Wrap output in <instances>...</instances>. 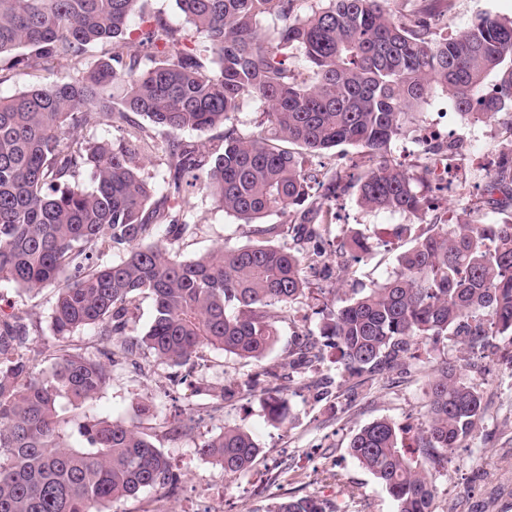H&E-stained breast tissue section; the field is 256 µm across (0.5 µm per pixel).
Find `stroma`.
Instances as JSON below:
<instances>
[{
	"label": "stroma",
	"mask_w": 512,
	"mask_h": 512,
	"mask_svg": "<svg viewBox=\"0 0 512 512\" xmlns=\"http://www.w3.org/2000/svg\"><path fill=\"white\" fill-rule=\"evenodd\" d=\"M485 14L512 18V0H455L448 31L456 33ZM75 74L73 63L62 60L36 72L0 71V94L48 86ZM429 127L468 146L463 161L469 175L456 194L439 192L436 181L422 173L425 143L421 134ZM511 142L512 131L506 123L481 122L460 114L448 96L438 92L409 137L396 145L394 155L410 174L419 176L418 190L434 201L446 223L453 224L481 196L484 174ZM188 220L190 231L172 244L185 258L221 244L233 247L256 242L254 228L258 225L270 228L271 243L292 244L290 236L277 230L285 221L283 215H270L253 226L224 213L205 194L194 196ZM336 222L363 234L371 246L353 266L357 288L370 287L391 274L398 255L411 246L416 235L429 229L427 220L369 212L351 197L338 201ZM310 283V290L298 303L280 310L279 341L262 359H243L205 348L200 359L177 368L154 360L146 373L129 364L114 369L110 385L93 404V414L124 422L139 419L167 456L179 483L172 493L147 489L136 498L115 502L112 512H268L275 503L306 495L341 505L345 512H395L392 497L350 455L349 442L361 428L384 418L399 428L400 447L413 454L415 437L425 425L429 374L437 363L458 357L452 340L421 346L418 360L407 369L369 376L361 384L353 379L342 381L338 354L326 349L315 370H291L289 411L282 422L268 418L262 392L242 393L225 401L207 393L208 388L281 368L288 361L299 328L319 330L321 309L333 304L332 291L343 287V273L334 265L325 277L311 278ZM50 297L47 290L33 294L0 286V314L26 315L30 331L26 356L39 370L49 366V356L57 345L51 330ZM466 375L483 394V417L477 431L459 444L447 470L438 476L435 503L439 512H445L451 503L456 512H512V364L484 359ZM322 379L331 383L324 395L315 388ZM176 416L190 420V430L172 431L169 422ZM238 426L252 432L261 453L246 471L228 476L202 459L197 448L222 429Z\"/></svg>",
	"instance_id": "stroma-1"
}]
</instances>
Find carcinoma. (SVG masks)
I'll return each mask as SVG.
<instances>
[{"instance_id":"1","label":"carcinoma","mask_w":512,"mask_h":512,"mask_svg":"<svg viewBox=\"0 0 512 512\" xmlns=\"http://www.w3.org/2000/svg\"><path fill=\"white\" fill-rule=\"evenodd\" d=\"M136 2L0 0V63L10 69L78 62L112 44L67 81L0 95V283L54 289L57 340L92 328L106 341L103 361L60 348L44 376L23 353L25 316L0 318V512H107L146 488L173 486L168 458L141 423L86 412L113 368L146 352L179 367L204 347L262 358L280 336L277 310L305 295L307 273L327 269L332 252L320 243L331 240L336 201L353 195L371 211H424L393 149L434 93L485 122L512 118V20L484 15L448 36L454 0H315L305 10L307 0H177L186 26L142 19V50L133 53L125 31ZM290 50L303 67L288 66ZM246 106L262 117L248 133L235 123ZM134 115L170 135L161 186L141 173L137 142L81 136L134 125ZM217 128L222 143L206 164L205 144L181 133ZM341 145L359 150L358 171L305 166ZM485 180L482 205L457 224L433 219L391 277L351 289L319 333L304 331L288 351V366L312 367L334 348L342 373L359 378L403 369L423 343L453 337L460 345L461 364L440 363L428 381L421 460L406 457L387 419L350 441L397 512H435L436 473L482 419V395L463 371L501 349L512 357L511 148ZM196 191L246 224L287 216L293 245H220L181 257L168 242L191 230ZM172 197L180 200L174 213ZM490 213L500 218L483 221ZM162 225L165 240H152ZM115 248L123 250L117 259ZM142 295L152 297L153 315L143 334L129 335L130 306ZM499 336L508 337L503 348ZM288 379L266 371L209 395L259 389L267 415L283 421ZM197 452L235 476L260 447L233 427ZM270 512L340 510L304 496Z\"/></svg>"}]
</instances>
